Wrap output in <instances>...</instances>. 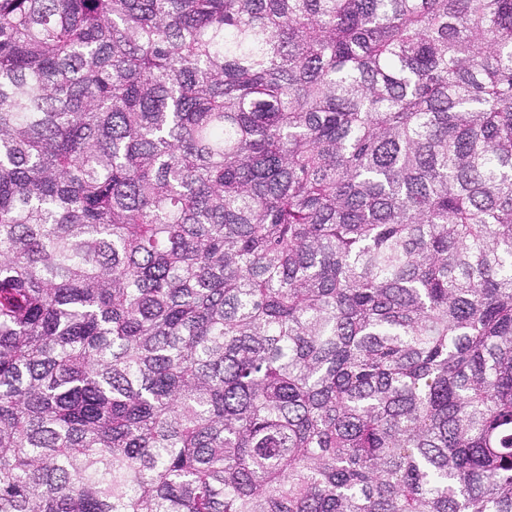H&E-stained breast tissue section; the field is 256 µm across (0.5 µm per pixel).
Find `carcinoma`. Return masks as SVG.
<instances>
[{"instance_id":"1","label":"carcinoma","mask_w":512,"mask_h":512,"mask_svg":"<svg viewBox=\"0 0 512 512\" xmlns=\"http://www.w3.org/2000/svg\"><path fill=\"white\" fill-rule=\"evenodd\" d=\"M0 512H512V0H0Z\"/></svg>"}]
</instances>
